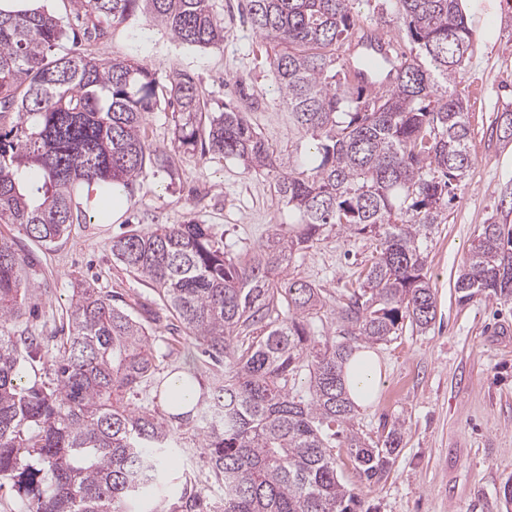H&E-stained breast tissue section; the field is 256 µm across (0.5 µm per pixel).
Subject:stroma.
Returning a JSON list of instances; mask_svg holds the SVG:
<instances>
[{"label": "stroma", "mask_w": 512, "mask_h": 512, "mask_svg": "<svg viewBox=\"0 0 512 512\" xmlns=\"http://www.w3.org/2000/svg\"><path fill=\"white\" fill-rule=\"evenodd\" d=\"M239 2L210 0L224 20L220 46L181 44L139 16L113 24L110 36L91 42L89 50L103 58L148 64L165 84L175 73H189L213 112L222 111L229 99L249 96L253 105L246 115L270 148L311 162L310 139L298 132L282 103L270 65L274 46L251 29L238 11ZM465 13L473 40L453 89L467 104L473 163L427 241L436 319L427 331L407 326L375 344L383 369L380 392L355 412L354 428L368 442H381L397 424L402 442L387 472L369 481L345 440L336 441L337 471L363 512H506L503 485L512 479V301L463 303L454 285L483 225H512V140H502L498 129L501 113H512V0H468ZM178 120L169 107L148 115L147 140L171 154L172 167L141 178L114 221L72 225L67 236L47 247L14 225L0 223V239L31 260L27 271L38 291L21 324L36 335H60L72 288L81 279L153 318L150 333L159 364L151 381L132 397L138 406H152L160 385L175 372L194 371L205 386L210 375L183 325L150 288L113 261L112 238L131 226L147 229L192 219L210 225L241 256L288 221L274 176L217 155L179 149ZM376 245L367 234L332 231L299 254L292 269L321 288L333 307L357 287ZM177 435L182 450L174 468L195 476L211 498H223V487L205 479L200 437L185 427Z\"/></svg>", "instance_id": "stroma-1"}]
</instances>
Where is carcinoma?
Returning a JSON list of instances; mask_svg holds the SVG:
<instances>
[{"label":"carcinoma","mask_w":512,"mask_h":512,"mask_svg":"<svg viewBox=\"0 0 512 512\" xmlns=\"http://www.w3.org/2000/svg\"><path fill=\"white\" fill-rule=\"evenodd\" d=\"M356 0H246L255 33L280 47L272 61L297 130L316 161L298 169L270 150L232 103L208 112L194 78L160 83L148 65L99 59L83 42L102 39L101 19L141 15L191 46L224 43L210 0H69L0 9V222L47 246L87 223L78 191L99 188L98 218L112 190H129L170 156L145 140L148 114L177 104V141L275 175L299 227L275 233L243 260L206 224H155L112 238V259L157 294L211 360L212 388L176 377L163 396L174 417L202 436L214 501L184 476L179 502L157 490L178 447L172 417L135 407L157 357L148 327L92 284L73 288L67 332L51 349L8 330L37 291L27 262L0 241V478L24 512H354L339 481L333 444L345 436L368 480L401 443L382 446L354 430L344 365L352 343L423 332L436 318L425 271L430 238L472 158L467 105L449 90L471 47L460 0H389L411 47L384 70L389 87L356 81L341 49L360 37ZM375 234L379 249L359 286L336 306L342 340H315L322 290L290 272L295 253L328 230ZM459 300L512 299V227L486 224L456 280ZM309 375L308 395L294 393Z\"/></svg>","instance_id":"carcinoma-1"}]
</instances>
